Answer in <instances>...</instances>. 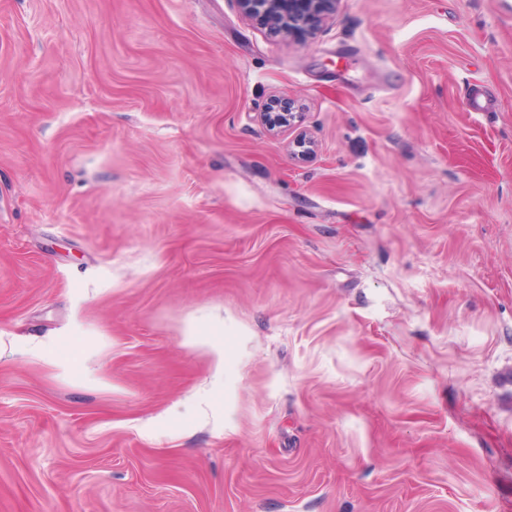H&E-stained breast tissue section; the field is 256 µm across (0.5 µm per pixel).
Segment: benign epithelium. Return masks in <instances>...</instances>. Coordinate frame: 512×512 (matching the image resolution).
<instances>
[{
    "mask_svg": "<svg viewBox=\"0 0 512 512\" xmlns=\"http://www.w3.org/2000/svg\"><path fill=\"white\" fill-rule=\"evenodd\" d=\"M340 0H237L240 10L249 20L272 36H290L298 29L313 30L336 13ZM262 121L273 133H280L300 122L298 112L268 111ZM296 161H306L314 154V143L301 134L289 144Z\"/></svg>",
    "mask_w": 512,
    "mask_h": 512,
    "instance_id": "1",
    "label": "benign epithelium"
}]
</instances>
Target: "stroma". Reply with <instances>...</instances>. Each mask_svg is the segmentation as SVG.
Wrapping results in <instances>:
<instances>
[{"label":"stroma","instance_id":"stroma-1","mask_svg":"<svg viewBox=\"0 0 512 512\" xmlns=\"http://www.w3.org/2000/svg\"><path fill=\"white\" fill-rule=\"evenodd\" d=\"M0 512H512V0H0ZM249 20L272 36L312 31L336 13L340 0H236ZM262 121L270 132L280 133L296 126L300 122L298 112L268 111L261 113Z\"/></svg>","mask_w":512,"mask_h":512}]
</instances>
